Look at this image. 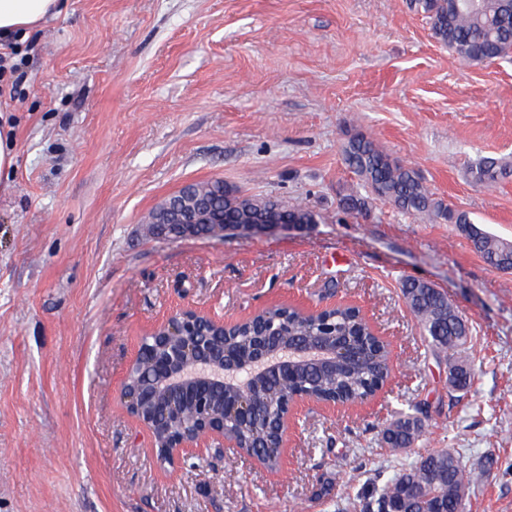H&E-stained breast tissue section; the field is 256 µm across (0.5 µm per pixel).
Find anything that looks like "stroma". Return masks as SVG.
<instances>
[{"label": "stroma", "mask_w": 512, "mask_h": 512, "mask_svg": "<svg viewBox=\"0 0 512 512\" xmlns=\"http://www.w3.org/2000/svg\"><path fill=\"white\" fill-rule=\"evenodd\" d=\"M25 96L0 97L16 163L0 188V512H360L419 453L480 471L465 512H512V272L455 225L374 202L343 148L359 132L434 197L512 241V57L464 63L410 0H65L30 36ZM220 179L312 209L316 223L164 239L146 218ZM412 277L468 318L467 393L429 351L400 292ZM360 307L391 344L372 401L302 407L273 474L247 456L152 455L122 410L141 337L192 306L234 323L261 309ZM427 411L413 451L382 430ZM469 174L474 184L489 188L512 174V164L496 158L483 157L470 166Z\"/></svg>", "instance_id": "1"}]
</instances>
